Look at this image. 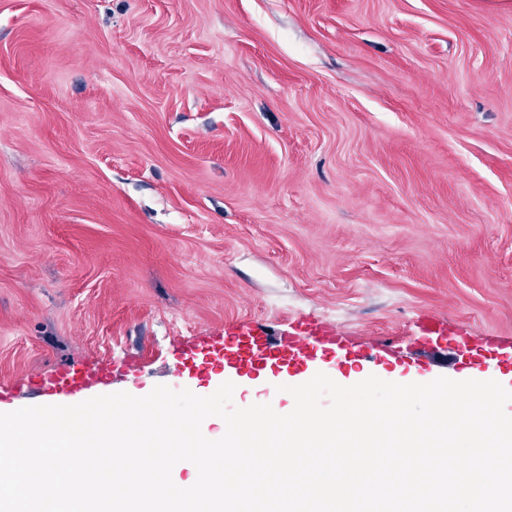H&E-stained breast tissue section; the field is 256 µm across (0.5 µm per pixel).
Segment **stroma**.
<instances>
[{"label":"stroma","mask_w":512,"mask_h":512,"mask_svg":"<svg viewBox=\"0 0 512 512\" xmlns=\"http://www.w3.org/2000/svg\"><path fill=\"white\" fill-rule=\"evenodd\" d=\"M428 317L512 342V0H0V413L301 321L458 379ZM110 373L109 368H101L95 373L79 368L59 369L41 379V389L45 392L76 393L88 386L101 383Z\"/></svg>","instance_id":"obj_1"}]
</instances>
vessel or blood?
Listing matches in <instances>:
<instances>
[{
	"instance_id": "1",
	"label": "vessel or blood",
	"mask_w": 512,
	"mask_h": 512,
	"mask_svg": "<svg viewBox=\"0 0 512 512\" xmlns=\"http://www.w3.org/2000/svg\"><path fill=\"white\" fill-rule=\"evenodd\" d=\"M346 342V336L335 326L325 323L276 340L247 331L225 335L221 343L183 359L182 365L193 377L203 379L227 368L246 372L261 369L302 372L315 361L328 358L336 359L341 365L363 364L362 355L341 354L340 349ZM460 364L465 370L491 364L509 368L512 367V351H503L496 337H480L463 344ZM108 375L109 371L105 368L94 373L79 368L60 369L43 377L41 388L46 392L75 393L102 382Z\"/></svg>"
}]
</instances>
